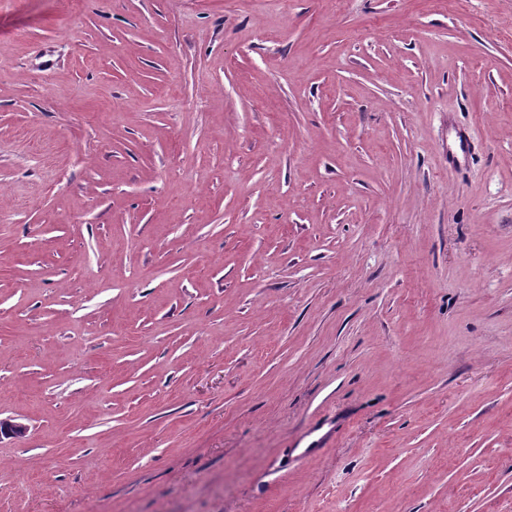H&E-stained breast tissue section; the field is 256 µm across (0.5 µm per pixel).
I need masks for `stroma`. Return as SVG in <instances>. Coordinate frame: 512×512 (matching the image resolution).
Here are the masks:
<instances>
[{
    "label": "stroma",
    "mask_w": 512,
    "mask_h": 512,
    "mask_svg": "<svg viewBox=\"0 0 512 512\" xmlns=\"http://www.w3.org/2000/svg\"><path fill=\"white\" fill-rule=\"evenodd\" d=\"M1 419L0 512H512V0H0Z\"/></svg>",
    "instance_id": "35a3bbf8"
}]
</instances>
